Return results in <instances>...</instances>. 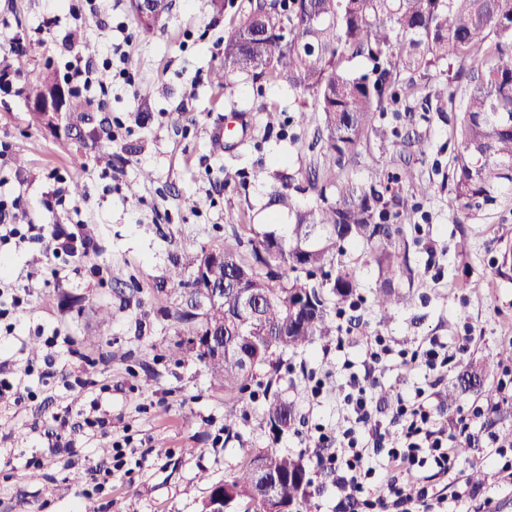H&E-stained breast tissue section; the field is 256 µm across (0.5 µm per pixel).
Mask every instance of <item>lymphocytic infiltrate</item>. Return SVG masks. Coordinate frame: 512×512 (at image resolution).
<instances>
[{
    "label": "lymphocytic infiltrate",
    "instance_id": "1",
    "mask_svg": "<svg viewBox=\"0 0 512 512\" xmlns=\"http://www.w3.org/2000/svg\"><path fill=\"white\" fill-rule=\"evenodd\" d=\"M67 53L64 81L77 93L108 96L114 78L111 60L95 69L75 48ZM21 205L18 196L0 199V246L33 244L53 232L63 240L54 255L59 271L70 267L77 255L93 251L82 230L19 223ZM456 361L451 345L438 337L398 349L378 334L366 339L361 364L342 362L347 387L343 423L332 434L320 424L309 429L310 441L320 450L316 463L331 476L340 507H351L352 512H447L450 500L437 485L456 480L460 468L454 450L470 444L473 423L489 412L487 406L474 403L450 420L436 409L433 390ZM389 363L405 370L422 369L427 381L385 410L374 396Z\"/></svg>",
    "mask_w": 512,
    "mask_h": 512
}]
</instances>
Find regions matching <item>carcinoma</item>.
Wrapping results in <instances>:
<instances>
[{
    "label": "carcinoma",
    "mask_w": 512,
    "mask_h": 512,
    "mask_svg": "<svg viewBox=\"0 0 512 512\" xmlns=\"http://www.w3.org/2000/svg\"><path fill=\"white\" fill-rule=\"evenodd\" d=\"M170 0H154L153 29ZM282 32L283 42L254 37L256 21ZM221 67L212 74L217 86L233 75L274 81L303 98L297 123H306L309 107L319 116L316 160L305 184L273 187L270 203L284 204L291 192L307 193L311 202L291 208L292 223L275 231L276 251L257 232L245 241L235 229L240 217L229 215L231 235L215 248L222 262L208 273L183 279L174 266L168 280L182 290L184 304L170 313L177 329L170 357L194 355L224 392L241 397L260 371L275 370L281 357L317 338L336 335L329 302L348 304L357 291L354 270L340 260L351 247H362L378 272L372 307L380 314L406 301L395 286L414 280L408 242L399 221L433 192L429 182L398 177L370 181L356 175L361 149L376 139L375 168L384 159L395 165L423 154L421 137L399 141V132L381 124L388 107L406 103L404 116L430 111L432 81L439 77V96L461 97L452 123V168L448 176L459 222L464 223L512 190V0H251L250 10L224 39ZM360 68L353 69L351 64ZM247 272L265 285L261 314L265 333L247 329L235 314L233 273ZM224 286V313L217 319L209 307V284ZM224 336V354L206 356L188 337L208 332ZM265 417L270 429L282 431L294 420L290 402L274 393ZM264 464L289 512H311V465L302 454L273 448L253 453L229 479L238 489L234 503L244 512H263L249 490L251 469ZM224 505V483L210 487L201 512Z\"/></svg>",
    "instance_id": "1"
}]
</instances>
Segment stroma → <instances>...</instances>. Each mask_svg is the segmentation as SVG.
<instances>
[{
    "mask_svg": "<svg viewBox=\"0 0 512 512\" xmlns=\"http://www.w3.org/2000/svg\"><path fill=\"white\" fill-rule=\"evenodd\" d=\"M95 18L75 20L71 7L85 0H60L62 19L52 37L37 30L47 17L46 0H0V40L11 39L31 60L32 72L0 86V140L9 154L0 156V197L32 201L26 218L35 224L91 225L99 254L77 257L73 268L52 275V257L43 245L10 251L4 269L17 288L29 295L14 316L12 334H0V361L14 367L41 365L29 347L59 334L56 370L51 378H26L30 398L0 395V512H200L210 482L230 479L253 452L276 448L314 457L305 434L319 423L335 429L342 420L336 355L326 354L327 340L301 353L285 355L274 378L259 376L253 393L238 402L240 416L226 427L229 402L216 382L195 360L172 359L176 339L168 311L180 304L167 281L172 263L221 245L230 232L228 212L244 214L242 236L287 223L288 213L268 206L276 175L302 181L311 157L317 119L305 126L294 120L297 102L287 87L233 76L225 87L210 83L220 67L217 47L248 9V0H172L171 9L151 31L133 27L132 0H96ZM130 24L125 66L134 86L116 83L106 101L92 100L94 118H121L124 126L111 137L79 149L34 125L26 107L33 86L43 78L61 80L63 38L81 31L102 63L112 29ZM277 107L280 122L266 127L261 105ZM418 118L426 154L412 160L415 177L431 182L434 192L418 210L401 219L415 278L407 300L387 315L370 304L377 270L366 263L362 248L349 249L365 300L355 311L346 357L361 362L367 336L381 334L401 345L430 336L465 343L457 363L436 389L447 417L459 406L477 401L476 392L449 401L458 374L486 365L483 380L494 388L497 357L512 356V272L501 274L500 254L512 248V199L499 200L471 221L458 223L448 186L450 157L447 99ZM224 137L223 154L210 144ZM112 154L111 166L97 164L100 152ZM152 171L151 180L138 177ZM80 182L81 194L67 193L65 205L54 202L52 172ZM111 320L99 324L97 311ZM92 335L101 343L83 346ZM325 375L321 402L308 396L303 370ZM93 376L109 387L92 395L75 389L76 379ZM272 389L291 402L294 422L276 433L266 426L262 396ZM69 409L66 423L56 416ZM109 415L112 426L91 434L83 423L92 411ZM512 433V402L478 421L469 452L461 454L466 470L481 469L473 484L475 504L484 512H512V484L493 475L484 439L488 432ZM63 437L72 453H51L48 445ZM124 441L125 470L100 448ZM40 466L28 465L30 457ZM112 468V479L98 503L82 496L93 470ZM26 510H18V501Z\"/></svg>",
    "mask_w": 512,
    "mask_h": 512,
    "instance_id": "35a3bbf8",
    "label": "stroma"
}]
</instances>
